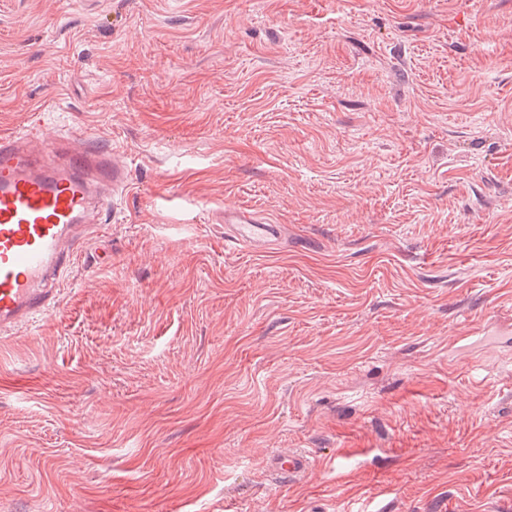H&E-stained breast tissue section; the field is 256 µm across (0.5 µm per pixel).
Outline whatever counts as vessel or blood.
<instances>
[{
  "mask_svg": "<svg viewBox=\"0 0 512 512\" xmlns=\"http://www.w3.org/2000/svg\"><path fill=\"white\" fill-rule=\"evenodd\" d=\"M130 170L117 148L71 132L36 148L28 133H0V335H10L60 307L81 246L101 232L106 208L129 192ZM232 237L268 249L280 225L244 208L228 207ZM313 465L304 450L272 455L267 469L295 480Z\"/></svg>",
  "mask_w": 512,
  "mask_h": 512,
  "instance_id": "vessel-or-blood-1",
  "label": "vessel or blood"
}]
</instances>
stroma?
Returning <instances> with one entry per match:
<instances>
[{"instance_id":"35a3bbf8","label":"stroma","mask_w":512,"mask_h":512,"mask_svg":"<svg viewBox=\"0 0 512 512\" xmlns=\"http://www.w3.org/2000/svg\"><path fill=\"white\" fill-rule=\"evenodd\" d=\"M34 112L132 179L0 339V512H512V0H0ZM223 215L225 227L232 233L230 237L244 247L269 249L281 237V225L271 224L253 211L226 206ZM312 455L305 450H287L272 455L266 462L267 469L281 480H296L305 475L313 465Z\"/></svg>"}]
</instances>
